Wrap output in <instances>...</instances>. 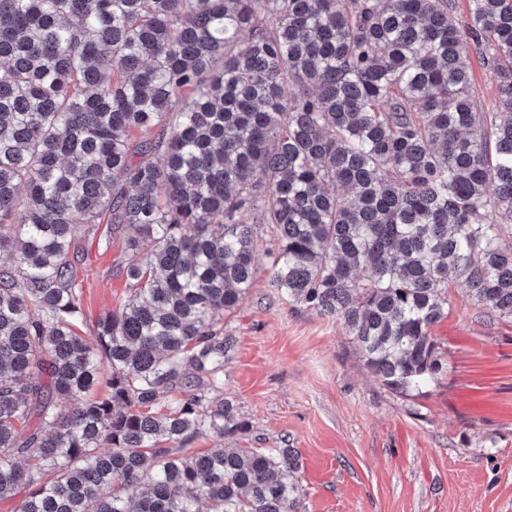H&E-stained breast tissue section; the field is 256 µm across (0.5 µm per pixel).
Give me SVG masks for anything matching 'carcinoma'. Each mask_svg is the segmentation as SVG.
<instances>
[{"label":"carcinoma","instance_id":"cac0c4a2","mask_svg":"<svg viewBox=\"0 0 512 512\" xmlns=\"http://www.w3.org/2000/svg\"><path fill=\"white\" fill-rule=\"evenodd\" d=\"M454 4L0 0V501L300 512L294 449L224 447V315L262 266L395 394L441 370L450 284L512 321V0H468L464 30ZM97 224L133 231L129 297L86 339ZM463 63L473 75L474 84L485 111L491 112L495 105L497 92L495 83L491 80L489 72L483 66V61L475 51H470L463 57Z\"/></svg>","mask_w":512,"mask_h":512}]
</instances>
